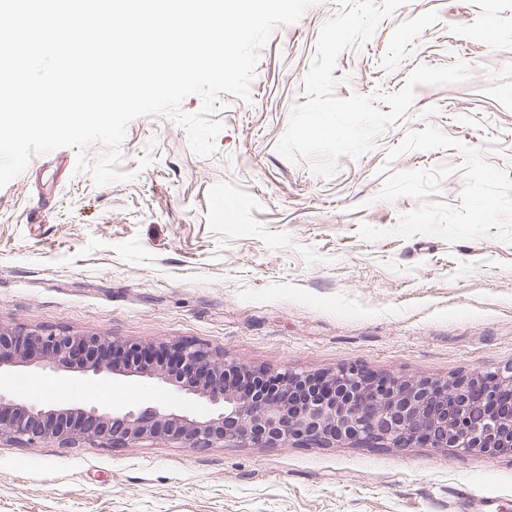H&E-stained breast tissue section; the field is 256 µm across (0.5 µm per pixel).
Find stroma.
Instances as JSON below:
<instances>
[{
	"label": "stroma",
	"instance_id": "35a3bbf8",
	"mask_svg": "<svg viewBox=\"0 0 512 512\" xmlns=\"http://www.w3.org/2000/svg\"><path fill=\"white\" fill-rule=\"evenodd\" d=\"M337 0L276 27L250 101L222 94L208 156L159 115L131 120L124 181L84 151L36 155L0 187V326L192 341L247 369L451 380L512 365V0H408L338 57L335 93L385 96L421 66L409 111L332 176L277 147ZM20 400L213 408L157 380L17 367ZM60 388L50 397V388ZM512 512V453L436 448L133 447L0 442V512Z\"/></svg>",
	"mask_w": 512,
	"mask_h": 512
}]
</instances>
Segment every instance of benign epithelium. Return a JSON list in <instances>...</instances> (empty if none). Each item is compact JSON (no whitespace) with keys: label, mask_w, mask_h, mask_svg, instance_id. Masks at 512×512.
<instances>
[{"label":"benign epithelium","mask_w":512,"mask_h":512,"mask_svg":"<svg viewBox=\"0 0 512 512\" xmlns=\"http://www.w3.org/2000/svg\"><path fill=\"white\" fill-rule=\"evenodd\" d=\"M51 368L149 377L167 390L208 401L198 420L174 408H60L0 392V441L23 445L95 443L107 448L170 439L189 450L345 445L429 447L495 456L512 449V366L429 381L376 377L356 366L327 375L252 371L202 344L141 345L105 334L0 327V370Z\"/></svg>","instance_id":"7a95c632"}]
</instances>
